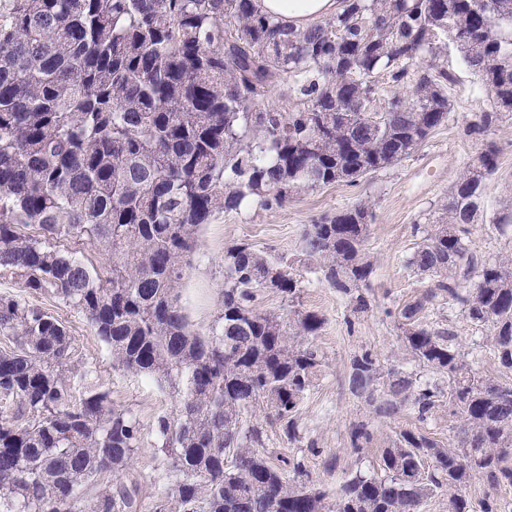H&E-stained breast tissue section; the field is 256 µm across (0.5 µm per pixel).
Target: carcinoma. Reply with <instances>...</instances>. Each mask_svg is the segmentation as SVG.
<instances>
[{"mask_svg": "<svg viewBox=\"0 0 512 512\" xmlns=\"http://www.w3.org/2000/svg\"><path fill=\"white\" fill-rule=\"evenodd\" d=\"M462 52L490 98L468 128L482 136L512 113V0H343L306 30L264 14L258 0H4L0 4V270L22 287L77 308L113 365L176 393L155 420L175 479L154 512H474L472 478L512 487V384L479 375L456 337L427 322L429 305L458 306L487 324L484 343L512 370V261L468 244L485 180L498 167L488 141L444 205L446 222L408 264L431 287L398 310L405 359L446 380L386 369L370 351L350 363L351 392L375 417L425 423L448 404L457 442L417 427L336 496L303 479L300 460L260 450L262 408L298 434L299 406L322 365L307 340L314 311L288 317L254 301H294L301 282L283 260L243 244L224 251L222 306L196 329L181 304L203 225L219 210L281 206L300 189L359 184L416 153L448 118L454 75L436 64ZM406 86L384 120L360 116L379 77ZM288 84L291 108L264 92ZM374 209L359 203L303 234L321 279L349 295L368 285L365 243ZM36 228L31 234L28 229ZM86 241L112 257L103 276L60 248ZM0 512H140L135 482L112 485L142 447L134 414L100 386L78 396L73 339L52 313L0 297ZM369 447V421L351 423Z\"/></svg>", "mask_w": 512, "mask_h": 512, "instance_id": "1", "label": "carcinoma"}]
</instances>
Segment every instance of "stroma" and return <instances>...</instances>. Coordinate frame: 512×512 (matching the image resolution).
<instances>
[{
    "label": "stroma",
    "mask_w": 512,
    "mask_h": 512,
    "mask_svg": "<svg viewBox=\"0 0 512 512\" xmlns=\"http://www.w3.org/2000/svg\"><path fill=\"white\" fill-rule=\"evenodd\" d=\"M437 63L455 76L448 86L451 110L418 152L355 186L339 183L301 191L279 208L254 204L216 213L200 231V247L183 284L182 305L190 321L201 327L208 325L221 307L225 247L246 244L291 263L302 283L295 302L265 291L258 294L256 305L284 314L296 308L322 315L325 324L312 344L320 352L323 366L299 407L296 441L288 440L282 424L266 421L263 410H256L251 421L261 426L270 457L299 458L308 479L332 496L355 473H379L384 448L400 430L416 423L410 414L399 419L370 417L373 442L355 452L350 445V425L369 415L364 402L351 394L348 375L351 359L362 351H372L385 364L400 356L397 308L430 286L429 278L410 267L408 259L438 224L450 188L482 144L481 138L467 133L476 113L489 105L479 91L477 77L462 65L454 48H447ZM492 139L499 150V166L485 181V212L471 225L469 239L479 257L494 261L512 258V223L500 230L492 224L493 214L512 201V115L503 117ZM361 201L369 202L376 212L366 243L375 272L365 292L370 308L364 313L355 312L352 297L327 287L301 262L304 230L320 216ZM0 296L29 302L61 319L70 330L83 369L72 380L76 392L101 386L109 391L114 404L130 410L139 420L143 446L124 475L140 483L141 512H153L158 494L171 478L167 459L157 449L154 420L174 408L172 393L148 377L114 369L110 349L77 309L22 288L19 280L5 271H0ZM426 318L451 330L468 363L480 375L512 383V372L504 371L490 351L478 347L479 340L489 335L490 326L476 324L459 309L444 305L431 309Z\"/></svg>",
    "instance_id": "1"
}]
</instances>
